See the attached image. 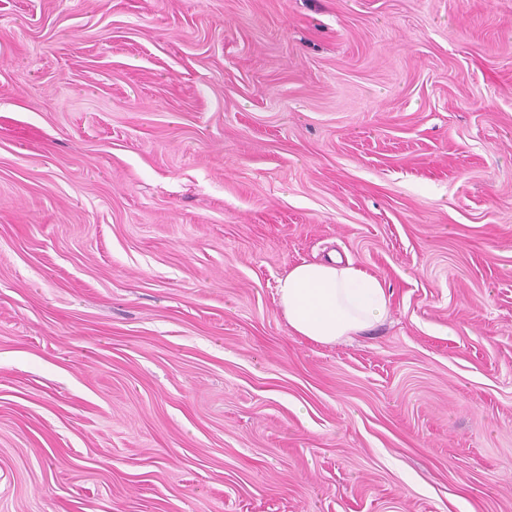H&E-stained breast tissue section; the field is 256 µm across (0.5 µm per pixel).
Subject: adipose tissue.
Instances as JSON below:
<instances>
[{
	"mask_svg": "<svg viewBox=\"0 0 512 512\" xmlns=\"http://www.w3.org/2000/svg\"><path fill=\"white\" fill-rule=\"evenodd\" d=\"M276 293L292 334L320 344L359 335L389 313L383 281L350 259L302 261L279 278Z\"/></svg>",
	"mask_w": 512,
	"mask_h": 512,
	"instance_id": "ef3b65f1",
	"label": "adipose tissue"
}]
</instances>
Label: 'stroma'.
<instances>
[{"instance_id": "obj_1", "label": "stroma", "mask_w": 512, "mask_h": 512, "mask_svg": "<svg viewBox=\"0 0 512 512\" xmlns=\"http://www.w3.org/2000/svg\"><path fill=\"white\" fill-rule=\"evenodd\" d=\"M0 512H512V0H0ZM278 306L292 334L320 344L357 336L384 321V282L353 260L302 261L279 278Z\"/></svg>"}]
</instances>
